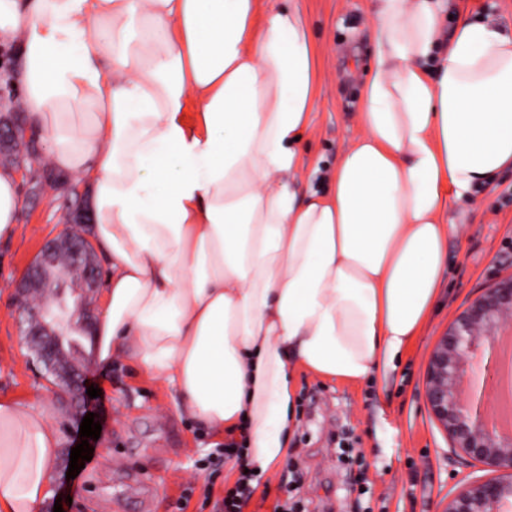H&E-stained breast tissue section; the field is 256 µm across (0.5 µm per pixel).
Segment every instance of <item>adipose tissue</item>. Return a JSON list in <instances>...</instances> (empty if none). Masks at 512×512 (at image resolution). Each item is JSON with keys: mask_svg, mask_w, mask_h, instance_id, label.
Here are the masks:
<instances>
[{"mask_svg": "<svg viewBox=\"0 0 512 512\" xmlns=\"http://www.w3.org/2000/svg\"><path fill=\"white\" fill-rule=\"evenodd\" d=\"M445 0H368L359 134L318 192L300 140L322 79L290 0H0V42L52 169L89 186L109 265L91 333L259 473L297 429L295 377H387L441 293L454 200L512 168V34ZM194 121H187V111ZM17 174L0 168V239ZM60 437L0 399V512H39Z\"/></svg>", "mask_w": 512, "mask_h": 512, "instance_id": "obj_1", "label": "adipose tissue"}]
</instances>
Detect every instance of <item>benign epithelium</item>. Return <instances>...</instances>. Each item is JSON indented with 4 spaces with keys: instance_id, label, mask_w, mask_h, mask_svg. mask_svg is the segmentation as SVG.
<instances>
[{
    "instance_id": "benign-epithelium-1",
    "label": "benign epithelium",
    "mask_w": 512,
    "mask_h": 512,
    "mask_svg": "<svg viewBox=\"0 0 512 512\" xmlns=\"http://www.w3.org/2000/svg\"><path fill=\"white\" fill-rule=\"evenodd\" d=\"M0 149L14 157L22 179L28 178L24 152L16 148L14 123L0 120ZM67 251L80 281L68 287L59 268ZM99 267L88 238L77 230L48 240L27 274L16 284L20 297L18 325L24 342L33 347V362L45 364L59 385L72 386V370L64 363L61 339L88 329L94 311ZM512 315V277L489 289L460 312L441 336L428 366L426 400L469 460L495 476L470 483L448 504L446 512H504L512 504V434L504 433L500 417L484 406L485 381L476 364L494 366L495 384L502 385L500 406H512V356H498L500 330Z\"/></svg>"
}]
</instances>
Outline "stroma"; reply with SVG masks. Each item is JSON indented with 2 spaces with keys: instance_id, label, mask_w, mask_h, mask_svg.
<instances>
[{
  "instance_id": "obj_1",
  "label": "stroma",
  "mask_w": 512,
  "mask_h": 512,
  "mask_svg": "<svg viewBox=\"0 0 512 512\" xmlns=\"http://www.w3.org/2000/svg\"><path fill=\"white\" fill-rule=\"evenodd\" d=\"M320 50L323 79L313 129L303 147L320 171L312 180L325 190L340 148L354 138L358 93L372 63L367 0H298ZM472 21L512 33V0H452ZM29 169L38 191L21 186V208L14 237L0 242V397L26 400L47 409L61 436L49 496L42 512H54L57 499L71 497L66 512H215L205 496L213 482L215 497L224 494V473L205 474L214 448L212 434L180 414L172 394L128 360L99 365L92 338L78 354L88 366L79 380V410L63 404L41 385L18 331L13 285L26 272L43 244L69 228L74 210L73 179L33 162ZM512 186L504 171L469 200L452 203L450 222L460 237L448 244L449 279L441 304L396 370L376 385H346L301 372L297 375L298 432L289 444L299 475L287 466L262 478L268 495L254 493L243 512H274L292 481L294 496L306 512H444L448 501L467 484L489 478L476 461L457 459L443 427L425 400L431 352L449 323L467 304L512 276V202L502 193ZM99 397L87 394L88 388ZM94 414L102 430L91 441L92 458L75 478H67L70 451L80 444L79 428ZM352 449L365 479L358 495L338 447Z\"/></svg>"
}]
</instances>
